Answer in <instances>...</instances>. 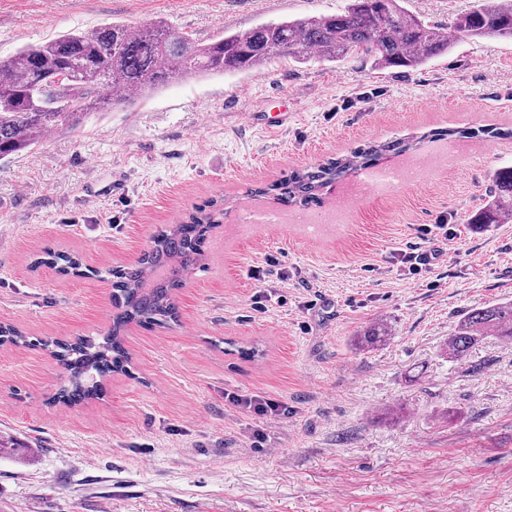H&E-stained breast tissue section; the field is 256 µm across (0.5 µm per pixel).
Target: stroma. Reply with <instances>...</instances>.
Masks as SVG:
<instances>
[{"label": "stroma", "mask_w": 512, "mask_h": 512, "mask_svg": "<svg viewBox=\"0 0 512 512\" xmlns=\"http://www.w3.org/2000/svg\"><path fill=\"white\" fill-rule=\"evenodd\" d=\"M347 2L0 0V58L112 21L202 38ZM480 2L404 6L447 29ZM398 139L418 145L378 168L415 166V180L362 196L361 169L306 207L254 193ZM509 164L512 41L487 38L408 73L350 53L190 76L0 160V323L34 341L0 345V512H512V344L441 354L460 315L512 299V223L464 221ZM213 201L224 222L175 294L176 322L130 324L124 369L97 398L58 402L68 375L43 341L103 336L111 270ZM439 222L447 255L409 272L395 250H427L421 230ZM49 249L93 275L61 276ZM265 265L266 284L249 278ZM380 319L389 342L356 347ZM228 390L288 415L237 414Z\"/></svg>", "instance_id": "stroma-1"}]
</instances>
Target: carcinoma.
I'll return each instance as SVG.
<instances>
[{"label":"carcinoma","instance_id":"carcinoma-1","mask_svg":"<svg viewBox=\"0 0 512 512\" xmlns=\"http://www.w3.org/2000/svg\"><path fill=\"white\" fill-rule=\"evenodd\" d=\"M403 0H350L334 16L269 21L224 32L206 40L177 33L162 22L132 28L121 22L61 34L0 59V159L35 144L39 133L59 121L106 106L130 104L189 75L207 77L261 69L283 58L334 61L357 50L383 69L416 70L446 53L454 37L512 40V0H493L459 14L455 36L413 14ZM410 149L405 142H377L346 158L329 159L253 193H274L286 205L307 206L349 171ZM495 196L467 216L468 224L512 223V166L492 175ZM224 210L211 203L171 224L153 238L150 250L134 263L115 269L117 313L102 340L79 338L63 350L73 374L59 400L79 405L97 395L81 378H99L124 368L129 356L121 331L132 323L163 327L176 319L174 291L205 261L203 244L221 223ZM391 330L379 321L360 337L363 348L386 344ZM493 337L512 343V300L474 308L454 325L444 348L450 361L465 359Z\"/></svg>","mask_w":512,"mask_h":512}]
</instances>
